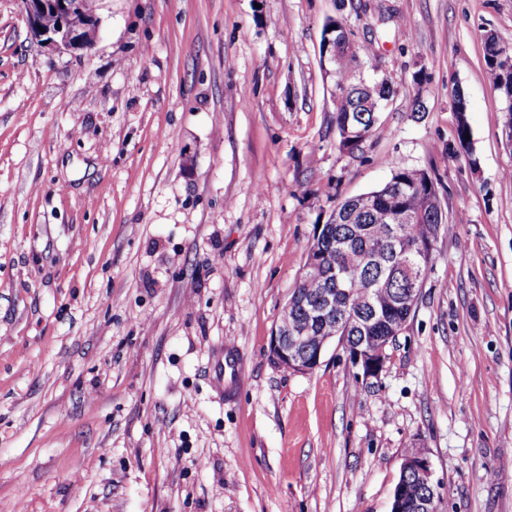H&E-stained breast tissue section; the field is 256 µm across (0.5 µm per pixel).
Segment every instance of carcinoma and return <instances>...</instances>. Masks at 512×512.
Returning <instances> with one entry per match:
<instances>
[{"mask_svg":"<svg viewBox=\"0 0 512 512\" xmlns=\"http://www.w3.org/2000/svg\"><path fill=\"white\" fill-rule=\"evenodd\" d=\"M320 48L336 63L334 112L339 147L353 153L381 127L379 112L394 93L389 76L366 80L357 76L365 60L374 55L371 47L352 45L345 20L330 19L324 25ZM484 60L504 98L501 112L504 127L512 133V49L490 35L484 42ZM453 108L457 113L456 142L468 143L469 126L465 114L468 101L454 89ZM391 177L381 187L342 200L331 213L318 239L309 246L317 250L320 263L304 268L283 308L277 329L287 333L308 320V312L325 297L340 295L342 306L358 319L338 330L337 317L313 321L308 335L315 346L327 336L338 334L359 344L365 336H389L405 328L416 309L419 294L408 295V274L402 267L404 252L426 247L423 267L432 266L435 253L430 242L445 227L435 183L423 169L408 168L399 160L390 162ZM380 307L369 319L370 306Z\"/></svg>","mask_w":512,"mask_h":512,"instance_id":"1","label":"carcinoma"}]
</instances>
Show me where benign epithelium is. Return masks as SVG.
<instances>
[{"label":"benign epithelium","mask_w":512,"mask_h":512,"mask_svg":"<svg viewBox=\"0 0 512 512\" xmlns=\"http://www.w3.org/2000/svg\"><path fill=\"white\" fill-rule=\"evenodd\" d=\"M24 4L31 30L45 46L59 51H83L93 47L99 19L84 11L82 0H24ZM48 12L58 16V22L53 28H45L41 22V17ZM305 332L306 329L299 327L287 336L274 334L273 355L284 367L300 372L314 370L319 366L327 346L334 340L332 336L325 338L311 352L304 346ZM340 340L345 342L350 361L363 380L368 381L379 376L387 359L385 350L370 352L346 343L344 336ZM401 472L405 475H418L430 493L415 496L410 487L401 480L393 490L390 512H405L408 507L414 508L416 512H438V485L433 481L431 462L427 455L419 449L409 453L403 459Z\"/></svg>","instance_id":"benign-epithelium-1"}]
</instances>
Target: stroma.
I'll list each match as a JSON object with an SVG mask.
<instances>
[{
    "label": "stroma",
    "mask_w": 512,
    "mask_h": 512,
    "mask_svg": "<svg viewBox=\"0 0 512 512\" xmlns=\"http://www.w3.org/2000/svg\"><path fill=\"white\" fill-rule=\"evenodd\" d=\"M91 50L0 0V512H512V0H96ZM396 93L339 147L328 19ZM462 89L470 139L456 136ZM420 99L426 112L413 117ZM427 170L448 228L378 378L271 354L320 224ZM238 371L222 378L224 357ZM484 60L505 100L501 112L505 118L504 127L512 136V49L501 45L494 35H489L484 42ZM411 451H408L407 453ZM401 472L404 474V477L408 473H415L418 475L424 482L425 486L429 488L430 494L420 497L415 496L412 494L410 487L401 480L396 484L393 490L390 512H405V509L408 507L414 508L416 510L415 512L438 511V485L433 481L431 462L427 455L422 450L415 449L404 457L401 465ZM406 480L412 489L424 494L425 488L420 484L418 478L408 474L406 476Z\"/></svg>",
    "instance_id": "obj_1"
}]
</instances>
